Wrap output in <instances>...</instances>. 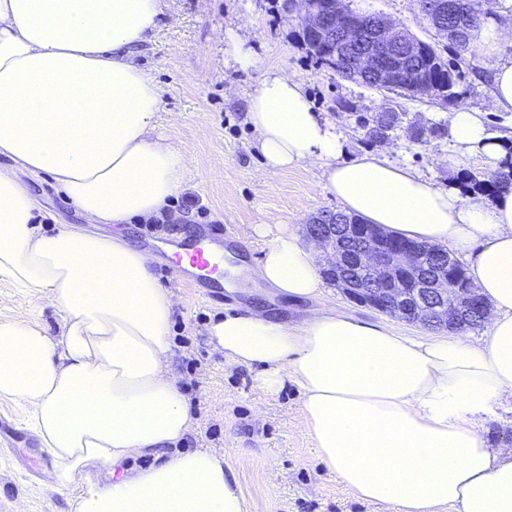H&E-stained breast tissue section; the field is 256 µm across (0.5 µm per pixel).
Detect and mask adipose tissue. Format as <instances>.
I'll list each match as a JSON object with an SVG mask.
<instances>
[{
  "instance_id": "ef3b65f1",
  "label": "adipose tissue",
  "mask_w": 512,
  "mask_h": 512,
  "mask_svg": "<svg viewBox=\"0 0 512 512\" xmlns=\"http://www.w3.org/2000/svg\"><path fill=\"white\" fill-rule=\"evenodd\" d=\"M164 0H0V281L62 313L59 335L0 320V400L52 458L51 489L91 464L76 512H244L224 458L177 447L191 417L170 368L173 302L148 252L121 235L36 225L27 181L53 179L92 224L150 222L182 191L188 159L154 135L155 81L135 60ZM512 35L492 32V103L512 112ZM247 119L273 173L323 161L347 213L393 234L450 243L472 257L490 303L483 344L465 333L416 339L326 310L299 325L261 310L227 314L208 333L224 358L256 368L268 396L294 384L316 457L356 498L395 512H512V448H491L482 424L512 402V192L462 199L374 155L340 160L302 83L269 71ZM449 136L489 165L506 153L479 113L457 109ZM260 287L319 298L312 245L282 229L251 271ZM149 458L125 470V461Z\"/></svg>"
}]
</instances>
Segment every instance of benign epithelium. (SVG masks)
Instances as JSON below:
<instances>
[{
  "label": "benign epithelium",
  "instance_id": "7a95c632",
  "mask_svg": "<svg viewBox=\"0 0 512 512\" xmlns=\"http://www.w3.org/2000/svg\"><path fill=\"white\" fill-rule=\"evenodd\" d=\"M299 4L300 0H283L282 10L298 15L308 31L335 39L336 57L356 64L362 80L385 85L396 80L398 70L427 57L422 40L385 16L361 24L350 16L345 0H331L326 11L302 9ZM424 14L446 32L445 18L468 14V5L463 0H426ZM310 237L323 246L333 245L328 273L359 304L440 331L452 328L464 312L487 317L476 291L459 287L453 261L435 247L392 243L375 225L349 224L332 212L310 227Z\"/></svg>",
  "mask_w": 512,
  "mask_h": 512
}]
</instances>
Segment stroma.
Returning a JSON list of instances; mask_svg holds the SVG:
<instances>
[{"mask_svg":"<svg viewBox=\"0 0 512 512\" xmlns=\"http://www.w3.org/2000/svg\"><path fill=\"white\" fill-rule=\"evenodd\" d=\"M350 4L387 16L453 57V49L423 19L416 0ZM238 51L250 56V67L236 62ZM137 60L160 88L156 133L168 137L189 159L184 191L171 198L162 230L153 231L134 221L89 225L53 181L33 180L29 186L40 202L35 221L43 230L67 225L120 233L151 252L194 236L206 225L226 224L235 236V249L250 267L257 265L264 246L257 227L274 234L286 226L307 236L314 217L339 205L326 188L324 163L267 171L246 112L250 94L270 68L302 82L320 119L339 136L343 160L378 151L437 187H456L464 198L472 193L467 177H483L488 169L471 158L449 167L448 157L457 151L448 133L451 112L461 107L479 112L491 132L512 140V112L494 110L488 65L480 51L461 61L454 103L382 93L317 66L300 44L296 21L273 0H173ZM381 112L397 113L401 125L379 142L368 136L361 120ZM412 127H435L439 133L415 142L408 136ZM153 272L175 303L171 368L192 418L182 446L223 455L224 470L234 475L246 512H394L391 506L355 498L328 474L301 421L295 385L286 384L277 396H264L254 387L252 372L225 363L207 328L224 313L257 307L293 325L327 307L409 336L427 335V328L359 305L329 281L317 302H295L265 288L243 287L225 289L223 298L213 299L205 289L189 287L166 271L164 260L154 262ZM0 319L37 323L53 336L63 324L62 314L49 301L33 307L3 282ZM0 421L5 424L0 430V512H76V499L89 482L109 480L106 468L90 466L74 474L68 490L50 491L51 459L39 439L21 425L16 408L1 400Z\"/></svg>","mask_w":512,"mask_h":512,"instance_id":"35a3bbf8","label":"stroma"}]
</instances>
